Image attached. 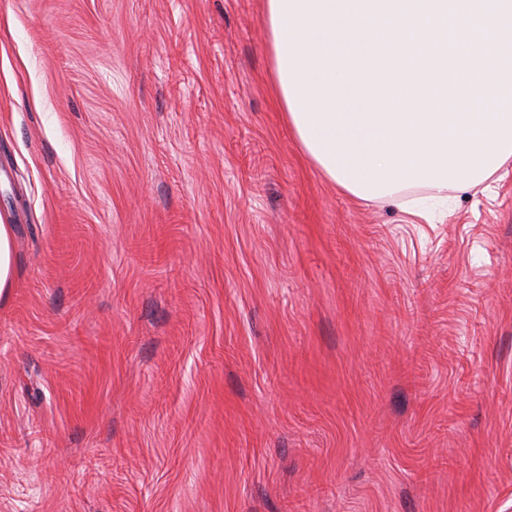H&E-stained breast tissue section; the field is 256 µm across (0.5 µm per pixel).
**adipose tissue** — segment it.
<instances>
[{
    "mask_svg": "<svg viewBox=\"0 0 512 512\" xmlns=\"http://www.w3.org/2000/svg\"><path fill=\"white\" fill-rule=\"evenodd\" d=\"M308 157L362 200L464 191L512 161V0H266Z\"/></svg>",
    "mask_w": 512,
    "mask_h": 512,
    "instance_id": "ef3b65f1",
    "label": "adipose tissue"
}]
</instances>
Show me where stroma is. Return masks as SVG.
<instances>
[{
  "label": "stroma",
  "mask_w": 512,
  "mask_h": 512,
  "mask_svg": "<svg viewBox=\"0 0 512 512\" xmlns=\"http://www.w3.org/2000/svg\"><path fill=\"white\" fill-rule=\"evenodd\" d=\"M265 0H0V512H512V162L339 191ZM15 279L13 229L10 224L0 222V299L8 296Z\"/></svg>",
  "instance_id": "stroma-1"
}]
</instances>
